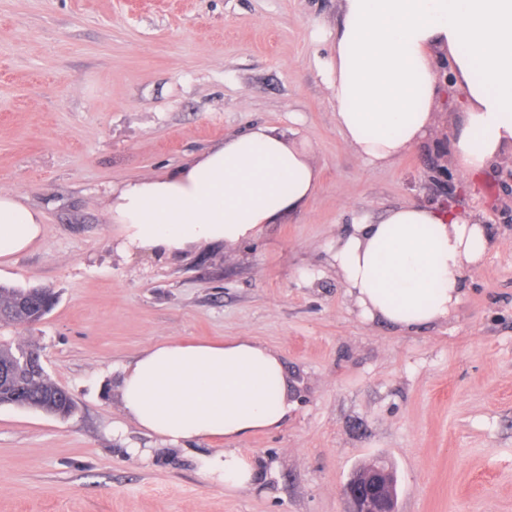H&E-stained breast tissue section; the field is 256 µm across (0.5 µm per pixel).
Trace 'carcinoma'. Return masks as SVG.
<instances>
[{
  "label": "carcinoma",
  "mask_w": 512,
  "mask_h": 512,
  "mask_svg": "<svg viewBox=\"0 0 512 512\" xmlns=\"http://www.w3.org/2000/svg\"><path fill=\"white\" fill-rule=\"evenodd\" d=\"M54 292L43 286L18 288L0 284V314L4 324L27 328L40 321L45 309L55 304ZM0 406L32 409L65 418L75 404L62 388L51 383L47 375L32 371L20 380L0 381Z\"/></svg>",
  "instance_id": "obj_1"
}]
</instances>
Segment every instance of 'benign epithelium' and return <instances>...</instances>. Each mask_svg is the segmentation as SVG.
Wrapping results in <instances>:
<instances>
[{
  "label": "benign epithelium",
  "mask_w": 512,
  "mask_h": 512,
  "mask_svg": "<svg viewBox=\"0 0 512 512\" xmlns=\"http://www.w3.org/2000/svg\"><path fill=\"white\" fill-rule=\"evenodd\" d=\"M345 512H396V475L383 461L355 471L341 486Z\"/></svg>",
  "instance_id": "benign-epithelium-1"
}]
</instances>
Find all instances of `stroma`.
I'll list each match as a JSON object with an SVG mask.
<instances>
[{
	"instance_id": "obj_1",
	"label": "stroma",
	"mask_w": 512,
	"mask_h": 512,
	"mask_svg": "<svg viewBox=\"0 0 512 512\" xmlns=\"http://www.w3.org/2000/svg\"><path fill=\"white\" fill-rule=\"evenodd\" d=\"M342 0H0V190L45 214L0 283L51 288L31 328L67 418L0 407V512H343L382 459L397 512H512V164L463 178L450 103L400 160L372 165L336 128L326 63ZM263 124L309 151L318 188L236 245L119 251L113 188L172 171ZM479 214L492 247L449 319L402 332L361 316L331 261L362 215L402 205ZM247 336L277 351L295 410L243 440L254 487L120 410L115 367L172 339ZM149 456H140V449Z\"/></svg>"
}]
</instances>
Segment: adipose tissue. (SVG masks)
<instances>
[{
	"mask_svg": "<svg viewBox=\"0 0 512 512\" xmlns=\"http://www.w3.org/2000/svg\"><path fill=\"white\" fill-rule=\"evenodd\" d=\"M342 11L327 79L336 127L358 157L390 164L428 135L442 61L462 90L455 169L466 177L512 156V0H342ZM317 181L308 153L257 125L172 172L124 183L112 222L122 251L174 258L254 238L305 205ZM44 220L1 190L0 264L38 242ZM489 247L478 215L410 204L354 224L332 260L366 319L410 331L447 320ZM118 389L125 416L148 434L224 440L200 463L206 479L229 490L256 481L237 441L281 429L294 410L280 355L248 337L150 345L119 367Z\"/></svg>",
	"mask_w": 512,
	"mask_h": 512,
	"instance_id": "ef3b65f1",
	"label": "adipose tissue"
}]
</instances>
